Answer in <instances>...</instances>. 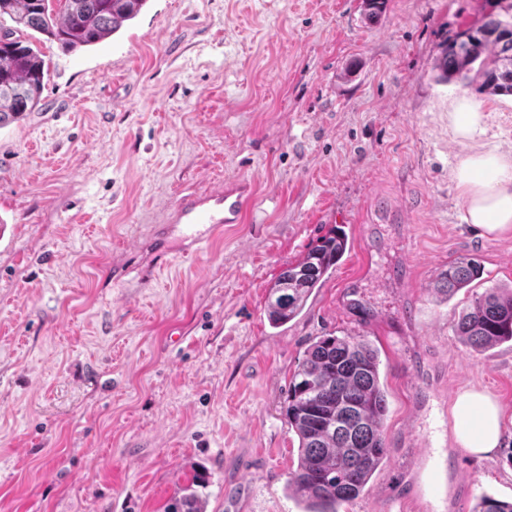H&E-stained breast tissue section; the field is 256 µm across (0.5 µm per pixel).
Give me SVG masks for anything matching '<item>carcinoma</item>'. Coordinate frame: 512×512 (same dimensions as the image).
I'll list each match as a JSON object with an SVG mask.
<instances>
[{
	"label": "carcinoma",
	"instance_id": "1",
	"mask_svg": "<svg viewBox=\"0 0 512 512\" xmlns=\"http://www.w3.org/2000/svg\"><path fill=\"white\" fill-rule=\"evenodd\" d=\"M147 0H0V16L14 29L0 27V127L39 107L48 65L39 50L22 39L24 29L47 36L65 50L91 48L134 20ZM439 78L469 84L480 80L491 96L512 95V25L493 17L468 28L444 46ZM338 228L288 266L269 288L266 314L277 328L303 309L348 248ZM481 275V265L462 258L448 264L437 291L451 296ZM455 336L479 352L512 341V289L488 288L454 319ZM378 351L359 336L325 334L313 341L288 388L285 414L298 439V463L287 490L303 512H339L357 498L387 456L383 423L387 399L380 381ZM184 487L168 512H206L195 489ZM472 512H512V502L480 496Z\"/></svg>",
	"mask_w": 512,
	"mask_h": 512
}]
</instances>
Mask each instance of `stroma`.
<instances>
[{
  "label": "stroma",
  "mask_w": 512,
  "mask_h": 512,
  "mask_svg": "<svg viewBox=\"0 0 512 512\" xmlns=\"http://www.w3.org/2000/svg\"><path fill=\"white\" fill-rule=\"evenodd\" d=\"M494 0H148L118 33L49 66L37 110L0 127V512H166L194 475L207 512H301L289 382L321 335L381 360L388 453L340 512H472L512 501V343L452 331L512 288V235L464 220L474 153L512 158V97L436 79L444 43ZM482 121L459 136L461 96ZM246 177L243 223L150 285L153 230L182 198ZM344 227L350 248L272 327L270 286ZM481 279L445 298L442 271ZM126 270L113 285V264ZM504 408L492 454L455 444L458 391ZM480 275L481 265L478 262L462 258L448 265V269L440 277V286L436 289L448 297L467 287Z\"/></svg>",
  "instance_id": "1"
}]
</instances>
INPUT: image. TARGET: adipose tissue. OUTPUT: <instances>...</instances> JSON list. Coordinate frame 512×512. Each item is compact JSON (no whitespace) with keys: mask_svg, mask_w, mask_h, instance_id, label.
I'll use <instances>...</instances> for the list:
<instances>
[{"mask_svg":"<svg viewBox=\"0 0 512 512\" xmlns=\"http://www.w3.org/2000/svg\"><path fill=\"white\" fill-rule=\"evenodd\" d=\"M465 219L484 234L512 232V161L498 153L468 155L456 170ZM503 411L487 392L467 388L457 393L452 432L456 444L488 454L501 442Z\"/></svg>","mask_w":512,"mask_h":512,"instance_id":"ef3b65f1","label":"adipose tissue"}]
</instances>
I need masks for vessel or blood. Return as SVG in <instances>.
Returning <instances> with one entry per match:
<instances>
[{
    "label": "vessel or blood",
    "mask_w": 512,
    "mask_h": 512,
    "mask_svg": "<svg viewBox=\"0 0 512 512\" xmlns=\"http://www.w3.org/2000/svg\"><path fill=\"white\" fill-rule=\"evenodd\" d=\"M254 201L250 181H225L201 196L182 199L169 224L157 232L158 239L176 235L186 254L199 252L225 225L237 224Z\"/></svg>",
    "instance_id": "vessel-or-blood-1"
}]
</instances>
